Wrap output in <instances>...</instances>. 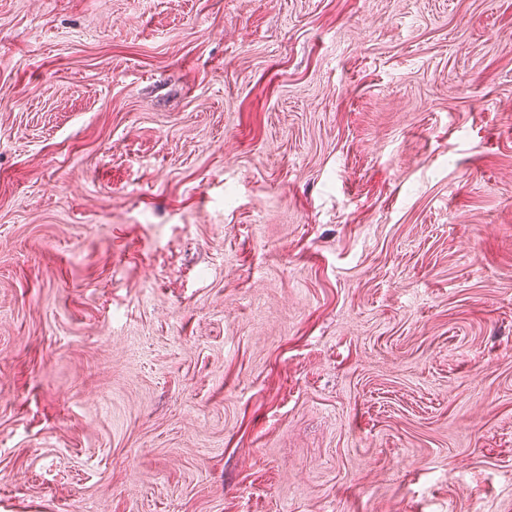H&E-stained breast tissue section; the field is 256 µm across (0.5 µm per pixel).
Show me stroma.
Returning <instances> with one entry per match:
<instances>
[{
  "mask_svg": "<svg viewBox=\"0 0 512 512\" xmlns=\"http://www.w3.org/2000/svg\"><path fill=\"white\" fill-rule=\"evenodd\" d=\"M0 512H512V0H0Z\"/></svg>",
  "mask_w": 512,
  "mask_h": 512,
  "instance_id": "35a3bbf8",
  "label": "stroma"
}]
</instances>
